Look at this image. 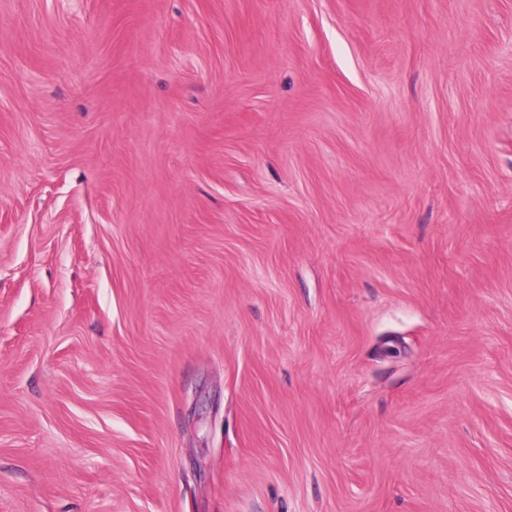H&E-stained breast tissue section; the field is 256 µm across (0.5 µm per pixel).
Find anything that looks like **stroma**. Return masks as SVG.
I'll return each instance as SVG.
<instances>
[{
    "label": "stroma",
    "instance_id": "35a3bbf8",
    "mask_svg": "<svg viewBox=\"0 0 512 512\" xmlns=\"http://www.w3.org/2000/svg\"><path fill=\"white\" fill-rule=\"evenodd\" d=\"M0 512H512V0H0Z\"/></svg>",
    "mask_w": 512,
    "mask_h": 512
}]
</instances>
